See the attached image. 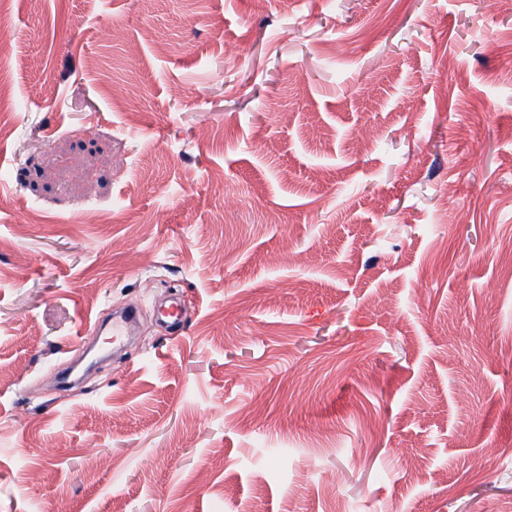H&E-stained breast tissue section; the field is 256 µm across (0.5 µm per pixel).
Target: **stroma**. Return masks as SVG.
Segmentation results:
<instances>
[{
    "instance_id": "obj_1",
    "label": "stroma",
    "mask_w": 512,
    "mask_h": 512,
    "mask_svg": "<svg viewBox=\"0 0 512 512\" xmlns=\"http://www.w3.org/2000/svg\"><path fill=\"white\" fill-rule=\"evenodd\" d=\"M7 7L0 512L512 504V0Z\"/></svg>"
}]
</instances>
